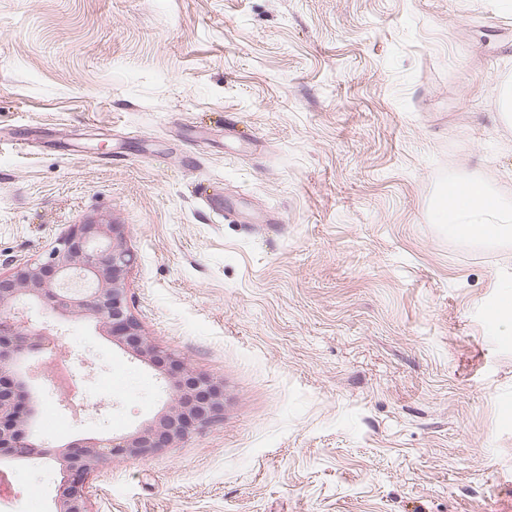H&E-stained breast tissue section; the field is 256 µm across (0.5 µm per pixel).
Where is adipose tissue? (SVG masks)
Returning <instances> with one entry per match:
<instances>
[{"mask_svg":"<svg viewBox=\"0 0 512 512\" xmlns=\"http://www.w3.org/2000/svg\"><path fill=\"white\" fill-rule=\"evenodd\" d=\"M438 212L449 230L479 242L512 241V198L492 197L486 184L452 181Z\"/></svg>","mask_w":512,"mask_h":512,"instance_id":"1","label":"adipose tissue"}]
</instances>
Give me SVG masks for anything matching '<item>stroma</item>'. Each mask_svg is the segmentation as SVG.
Returning <instances> with one entry per match:
<instances>
[{"label": "stroma", "instance_id": "obj_1", "mask_svg": "<svg viewBox=\"0 0 512 512\" xmlns=\"http://www.w3.org/2000/svg\"><path fill=\"white\" fill-rule=\"evenodd\" d=\"M500 0H0V263L122 224L146 336L224 384V419L90 479L92 512H499L512 502V243L449 233L450 180L512 197ZM220 207H213L212 197ZM51 446L162 412L80 319L48 354ZM0 512L59 466L8 461Z\"/></svg>", "mask_w": 512, "mask_h": 512}]
</instances>
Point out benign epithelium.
Listing matches in <instances>:
<instances>
[{
	"instance_id": "1",
	"label": "benign epithelium",
	"mask_w": 512,
	"mask_h": 512,
	"mask_svg": "<svg viewBox=\"0 0 512 512\" xmlns=\"http://www.w3.org/2000/svg\"><path fill=\"white\" fill-rule=\"evenodd\" d=\"M134 254L125 225L89 218L73 224L47 256L0 272V459L54 460L60 480L51 512H92L89 479L116 453L146 458L224 418V385L199 376L144 333L129 307ZM94 324L131 358L154 367L170 393L167 410L119 439H88L44 448L30 439L42 389L28 360L49 347L57 321Z\"/></svg>"
}]
</instances>
